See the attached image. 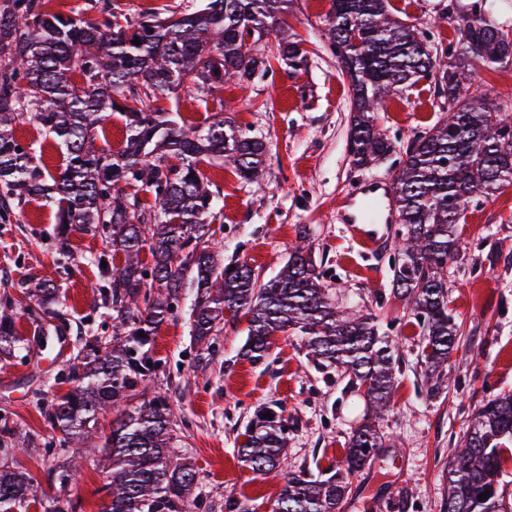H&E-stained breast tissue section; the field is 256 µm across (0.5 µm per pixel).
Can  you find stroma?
<instances>
[{"label":"stroma","instance_id":"1","mask_svg":"<svg viewBox=\"0 0 512 512\" xmlns=\"http://www.w3.org/2000/svg\"><path fill=\"white\" fill-rule=\"evenodd\" d=\"M200 0H110L120 18L155 11L177 16ZM473 0H389L393 18L418 29L428 45L456 52L452 15L470 12ZM330 0H290L287 22L302 41L307 61L293 68L272 61L269 73L245 87L225 85L201 101L182 92L159 106L188 126L204 125L223 108L243 132L266 142L268 159L260 184L246 183L232 169L206 163L216 217L210 229L224 263H247L261 279L273 277L288 259L301 226H308L312 255L330 299L373 316L381 337L398 347L400 371L391 410L377 429L385 448L352 479L338 512H443L444 476L459 437L479 406L512 392V186L469 206L459 225L461 256L448 267V307L460 338L440 393H430L421 365L424 346L417 317L392 291L393 258L400 224L351 226L337 205L363 183L393 178L415 134L441 116L443 98L434 84L419 80L386 100L376 123L396 151L373 169L354 168L349 155V82L321 39ZM24 147L57 174L59 144L31 116L15 126ZM53 203L30 200L9 222L0 221V302L18 297L21 286L44 283L57 290L53 313L19 315L22 343L0 357V419L15 436L29 439L30 454L0 441V465L22 467L38 480L36 504L28 512H52L59 503L72 512H102L106 475L85 464L75 481L60 485L51 469L63 450L50 447L44 411L72 388L69 365L86 345L112 337V292L96 263L101 235L82 229L70 235L69 253L56 241ZM193 284H184L174 318L162 324L154 343L157 368L148 396L175 409L174 445L198 472L189 512H224L228 493L252 512H271L285 475H321L345 454L352 428L364 417L363 401L350 393L342 369H319L299 335L274 336L267 357L252 362L239 355L248 323L226 321L200 346L191 338ZM279 403L288 427L280 478L254 474L238 459V448L256 410Z\"/></svg>","mask_w":512,"mask_h":512}]
</instances>
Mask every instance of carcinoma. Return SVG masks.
<instances>
[{
  "label": "carcinoma",
  "mask_w": 512,
  "mask_h": 512,
  "mask_svg": "<svg viewBox=\"0 0 512 512\" xmlns=\"http://www.w3.org/2000/svg\"><path fill=\"white\" fill-rule=\"evenodd\" d=\"M48 2L0 6V218L31 198L52 199L60 249L70 248L74 229H100L99 260L109 249L125 255L124 265L100 269L112 288V340L74 358L75 387L45 412L51 429L74 447L98 438L109 498L103 512H187L194 497L197 471L173 451L172 406L162 397L131 405L148 389L153 336L174 316L187 281L197 289L190 314L197 343L218 330L227 311L247 318L243 356L251 360L268 354L275 334L293 330L315 365L344 369L365 414L389 411L398 360L371 315L340 311L329 300L306 230L266 282L246 264H219L208 229L213 194L200 163L218 160L256 183L266 163L264 142L237 129L222 108L205 128L194 129L156 106L178 89L208 96L226 82L248 84L268 73L271 57L303 62L305 51L284 19L288 0H207L178 18L144 12L123 23L107 0L95 2V21L50 12ZM495 2L455 19V55L428 46L416 29L392 18L387 0H331L322 31L349 81L354 166H375L392 152L374 117L385 97L430 78L448 102L443 117L407 142L394 176L403 231L393 291L422 320L426 376L438 382L447 376L459 335L445 282L461 250L458 214L475 198L512 185V133L505 134L512 118L474 79L480 66L512 62V28L491 18ZM120 107L129 135L114 154L96 139ZM26 113L65 149L56 178H46L15 139L13 124ZM140 190L152 193L156 208L142 205ZM143 251L153 259L149 272ZM20 306L0 310V353L20 343ZM108 410L105 432L98 420ZM250 425L239 461L255 474L277 471L287 445L282 409L263 406ZM509 443L512 394H504L481 405L468 423L448 466L443 512H507L499 488ZM382 447L375 424L363 418L337 470L323 478L304 472L284 478L272 512H336L350 478ZM79 467L72 454L54 468L55 477L67 484ZM35 490L31 473L0 466V512H20ZM486 491L489 498L479 499Z\"/></svg>",
  "instance_id": "carcinoma-1"
}]
</instances>
